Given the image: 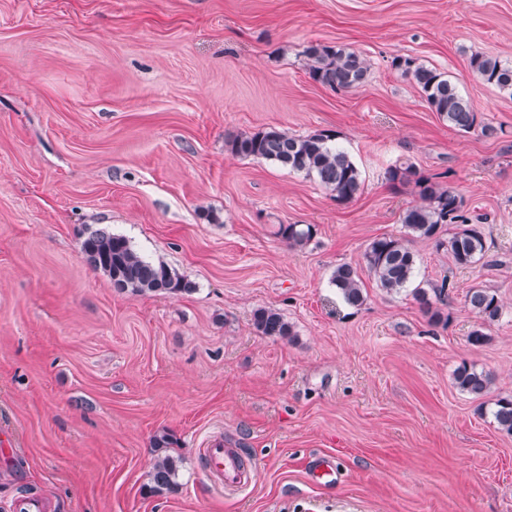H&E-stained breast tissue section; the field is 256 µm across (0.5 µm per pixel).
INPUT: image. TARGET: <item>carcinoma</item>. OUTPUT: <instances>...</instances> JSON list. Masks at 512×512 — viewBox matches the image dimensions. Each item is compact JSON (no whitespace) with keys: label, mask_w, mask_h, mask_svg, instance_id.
<instances>
[{"label":"carcinoma","mask_w":512,"mask_h":512,"mask_svg":"<svg viewBox=\"0 0 512 512\" xmlns=\"http://www.w3.org/2000/svg\"><path fill=\"white\" fill-rule=\"evenodd\" d=\"M309 61V76L315 82L336 91H347L363 85L369 65L354 51L337 46L312 43L304 51ZM472 71L485 83L512 95V64L497 58L474 53L469 61ZM391 66L409 78L422 97L448 126L462 133L481 131L491 135L494 129L483 122L479 113L458 92L456 85L440 70L426 66L410 56H397ZM335 134L318 130L305 136H293L276 128H262L230 138L227 146L232 154L253 160H266L290 171L314 178L339 204L352 201L361 190V172L349 155L336 147ZM385 178L397 188L414 183L421 203L407 208L401 215L404 236H383L370 241L363 252V266L341 264L332 274V283L350 306L364 302L362 273L373 277L377 285L389 294L412 288L414 299L434 323L448 322V285L425 288L413 285L416 255L408 245V237L432 240L444 249L455 264L471 265L486 252L484 235L477 224L465 215L464 197L453 187L445 186L417 172L411 164L396 163L387 168ZM455 225L454 230L447 226ZM278 234L291 247L307 245L314 235L311 224H282ZM82 251L93 269L102 272L118 291L133 295L177 294L193 291L191 282L162 261L154 262L141 256L119 235L106 229L91 232L82 242ZM468 305L482 319L467 342L479 347L489 341L488 326L499 320L502 306L496 294L472 289L466 295ZM253 326L261 336L286 338L291 326L283 315L272 308H259L253 313ZM493 377L461 362L454 371L455 386L475 399L490 390ZM492 416L498 428L512 434V398L501 397L494 402ZM178 458L161 454L154 458L149 472V493L161 494L177 487Z\"/></svg>","instance_id":"1"}]
</instances>
